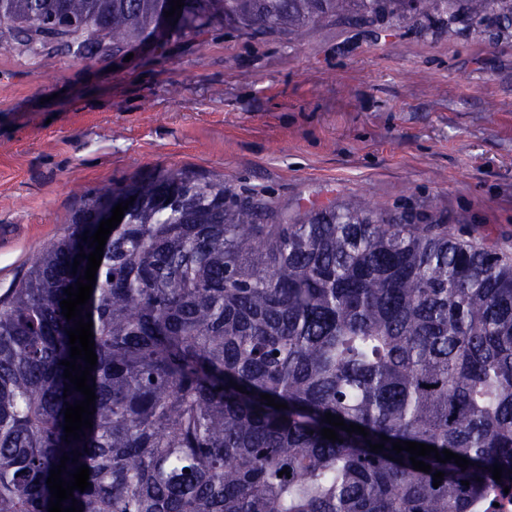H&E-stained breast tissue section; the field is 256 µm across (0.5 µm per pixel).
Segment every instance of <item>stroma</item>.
<instances>
[{"mask_svg": "<svg viewBox=\"0 0 512 512\" xmlns=\"http://www.w3.org/2000/svg\"><path fill=\"white\" fill-rule=\"evenodd\" d=\"M81 60L0 46V294L84 196L158 168L267 202L440 210L512 252V41L326 18Z\"/></svg>", "mask_w": 512, "mask_h": 512, "instance_id": "1", "label": "stroma"}]
</instances>
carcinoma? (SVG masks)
<instances>
[{
    "instance_id": "cac0c4a2",
    "label": "carcinoma",
    "mask_w": 512,
    "mask_h": 512,
    "mask_svg": "<svg viewBox=\"0 0 512 512\" xmlns=\"http://www.w3.org/2000/svg\"><path fill=\"white\" fill-rule=\"evenodd\" d=\"M182 2L161 35L169 0H0V44L94 59L216 23L292 39L329 17L512 40V0ZM132 196L83 306L93 427L67 443L66 404L84 395L60 364L76 323L60 301L85 275V260L72 273L76 255L94 251L83 234ZM266 209L180 169L87 195L0 295V512H48L50 470L74 450L62 478L85 464L90 486L63 507L83 512H496L489 491L512 496L507 250L476 226L360 199L276 224L262 223ZM327 413L369 435L323 438ZM398 440L471 464L431 455L417 471Z\"/></svg>"
}]
</instances>
